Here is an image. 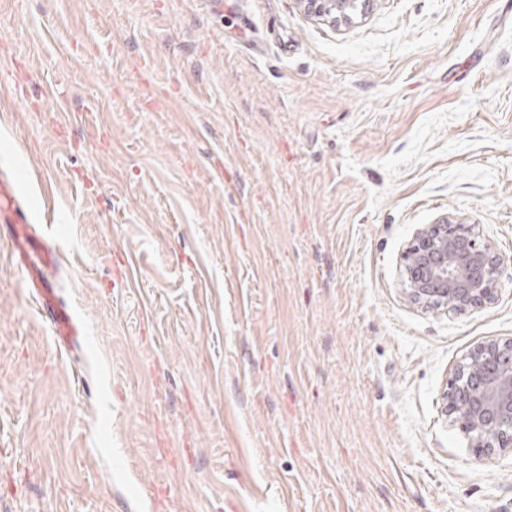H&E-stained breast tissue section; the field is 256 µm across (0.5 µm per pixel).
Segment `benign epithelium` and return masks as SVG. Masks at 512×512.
<instances>
[{
  "label": "benign epithelium",
  "mask_w": 512,
  "mask_h": 512,
  "mask_svg": "<svg viewBox=\"0 0 512 512\" xmlns=\"http://www.w3.org/2000/svg\"><path fill=\"white\" fill-rule=\"evenodd\" d=\"M334 24H350L349 0H300ZM406 296L428 308L471 312L491 301L503 259L467 224L446 220L418 232L403 255ZM442 412L477 453H512V339L471 351L442 396Z\"/></svg>",
  "instance_id": "7a95c632"
}]
</instances>
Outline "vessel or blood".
I'll return each mask as SVG.
<instances>
[{
    "label": "vessel or blood",
    "mask_w": 512,
    "mask_h": 512,
    "mask_svg": "<svg viewBox=\"0 0 512 512\" xmlns=\"http://www.w3.org/2000/svg\"><path fill=\"white\" fill-rule=\"evenodd\" d=\"M0 222L8 228L15 253L26 269L28 286L37 296L39 313L50 324L56 342L65 347L78 343L80 328L46 276L59 263L58 250L33 236L25 211L15 205L12 185L2 180Z\"/></svg>",
    "instance_id": "b4317fda"
}]
</instances>
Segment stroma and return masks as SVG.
Here are the masks:
<instances>
[{"label": "stroma", "instance_id": "obj_1", "mask_svg": "<svg viewBox=\"0 0 512 512\" xmlns=\"http://www.w3.org/2000/svg\"><path fill=\"white\" fill-rule=\"evenodd\" d=\"M16 174L82 340L0 223V512H512L440 412L512 338V0H0ZM444 218L467 315L401 287ZM305 10L321 17H327L332 23L350 24L354 20V12H348L349 0H300ZM403 260L404 290L411 301L458 314L491 301L503 263L470 225L448 220L418 232Z\"/></svg>", "mask_w": 512, "mask_h": 512}]
</instances>
